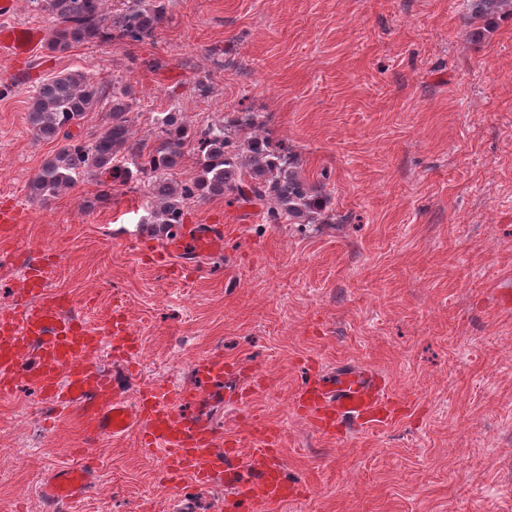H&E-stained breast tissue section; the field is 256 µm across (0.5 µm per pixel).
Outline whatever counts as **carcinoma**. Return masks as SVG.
Instances as JSON below:
<instances>
[{
	"instance_id": "obj_1",
	"label": "carcinoma",
	"mask_w": 512,
	"mask_h": 512,
	"mask_svg": "<svg viewBox=\"0 0 512 512\" xmlns=\"http://www.w3.org/2000/svg\"><path fill=\"white\" fill-rule=\"evenodd\" d=\"M52 22L45 45L50 54H63L74 45L101 38L112 22L107 0H34ZM471 16L484 25L471 31L483 40L489 26L503 13H512V0H468ZM166 0H127L117 11L133 18L123 28L131 42H140L166 19ZM109 108V121L85 136L73 132L85 114L100 105ZM132 91L127 85L107 87L80 70H66L40 79L28 101L27 123L34 138L54 142L28 182L31 199L46 203L73 189L85 178L100 187L97 199L107 197L112 184L133 182L150 172L149 200L141 223L155 234L174 235L185 224L193 201L228 197L234 202H258L271 224H324L329 197L323 182H312L300 160L272 147L261 136L262 125L232 129L226 122L194 128L172 110L156 117L154 144L134 137L131 123ZM196 152L198 173L190 182L171 178L187 146Z\"/></svg>"
}]
</instances>
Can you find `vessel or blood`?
<instances>
[{
  "mask_svg": "<svg viewBox=\"0 0 512 512\" xmlns=\"http://www.w3.org/2000/svg\"><path fill=\"white\" fill-rule=\"evenodd\" d=\"M38 41L36 32L1 27L0 49L21 62ZM23 221L15 207H0V261L16 260L9 244ZM224 227L196 224L166 239L158 256L193 259L222 250ZM20 303L0 310V396L19 383L33 387L46 402L61 409H76L91 436L120 437L137 430L145 451L162 450L168 483L191 480L200 486L224 479L233 491L226 499L227 512L240 500L256 505L285 501L298 489L284 476L275 455L276 429L262 422L252 428L253 448L248 463H241L238 440L218 433L197 409L208 396H222L225 376L234 375L223 356L213 354L195 364V386H174L156 381L126 397L112 377L100 374L93 356L104 338L112 340V355L131 363L137 337L122 313H114L107 328H99L73 313L67 293L51 290L48 270L30 266L19 290ZM319 433L355 434L391 420L395 410L373 373L344 372L330 379L311 374L293 401ZM91 466L80 463L52 472L43 487L52 502L83 495L92 482Z\"/></svg>",
  "mask_w": 512,
  "mask_h": 512,
  "instance_id": "b4317fda",
  "label": "vessel or blood"
}]
</instances>
